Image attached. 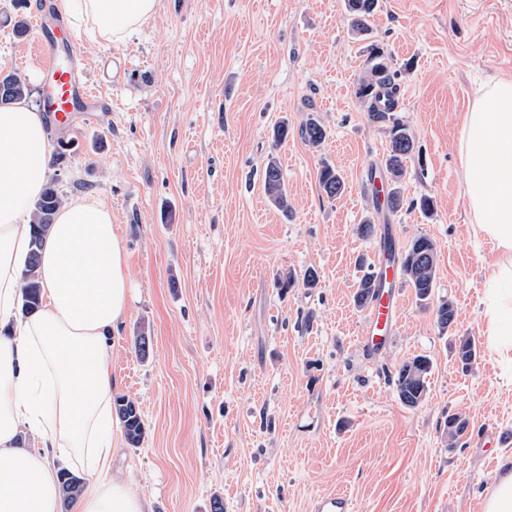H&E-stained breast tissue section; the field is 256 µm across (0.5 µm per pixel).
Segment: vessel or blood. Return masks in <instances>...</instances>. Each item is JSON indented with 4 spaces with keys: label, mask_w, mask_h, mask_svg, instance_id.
I'll return each instance as SVG.
<instances>
[{
    "label": "vessel or blood",
    "mask_w": 512,
    "mask_h": 512,
    "mask_svg": "<svg viewBox=\"0 0 512 512\" xmlns=\"http://www.w3.org/2000/svg\"><path fill=\"white\" fill-rule=\"evenodd\" d=\"M39 63L49 76L48 103L46 106L52 121L64 124L71 112L83 109L88 114H96L100 107L101 95L88 84L85 72L88 61H80L66 66L56 62L57 43L46 36L35 41ZM376 280L379 288L370 301L369 315L363 330L365 346L378 350L385 343L397 321V301L393 286L399 275L396 259L380 254L377 259ZM314 512H354L350 497L343 493H325L318 496L313 504Z\"/></svg>",
    "instance_id": "vessel-or-blood-1"
}]
</instances>
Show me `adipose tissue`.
I'll list each match as a JSON object with an SVG mask.
<instances>
[{"label": "adipose tissue", "mask_w": 512, "mask_h": 512, "mask_svg": "<svg viewBox=\"0 0 512 512\" xmlns=\"http://www.w3.org/2000/svg\"><path fill=\"white\" fill-rule=\"evenodd\" d=\"M96 40H130L158 0H55ZM55 149L44 114L26 102L0 107V512H62L59 474L86 475L72 512H152L113 473L110 338L131 302L126 249L102 201L64 202L45 236L41 305L20 306L31 205ZM467 212L497 252L484 270L488 354L512 369V77L480 88L464 113L459 148Z\"/></svg>", "instance_id": "ef3b65f1"}]
</instances>
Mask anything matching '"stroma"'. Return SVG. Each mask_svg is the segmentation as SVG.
<instances>
[{
	"label": "stroma",
	"instance_id": "1",
	"mask_svg": "<svg viewBox=\"0 0 512 512\" xmlns=\"http://www.w3.org/2000/svg\"><path fill=\"white\" fill-rule=\"evenodd\" d=\"M25 3L0 0V70L38 91L33 35L13 24L54 0ZM370 39L405 73L395 115L417 143L397 213L374 206L389 134L355 96L367 41L352 35L344 0H158L127 43L74 30L58 40L61 61L72 42L91 62L86 79L112 105L105 122L76 112L46 129L59 191L111 207L128 254L132 302L112 368L144 435L136 447L120 440L117 464L153 512H211L217 497L224 512H312L332 491L356 512H481L499 457L512 454V381L482 335L484 268L497 254L468 219L459 163L475 89L512 77V0H379ZM311 118L328 132L316 150L298 134ZM272 156L287 213L264 193ZM325 164L345 180L334 199L319 186ZM424 196L432 214L417 206ZM368 215L396 250L420 235L438 247L434 303L398 279V323L377 352L354 303L357 262H374L385 240L360 235ZM310 269L314 288L302 284ZM287 271L290 288L277 280ZM443 299L456 307L447 329ZM462 336L478 348L466 369ZM420 355L428 395L410 408L391 377ZM452 413L469 425L453 448Z\"/></svg>",
	"mask_w": 512,
	"mask_h": 512
}]
</instances>
